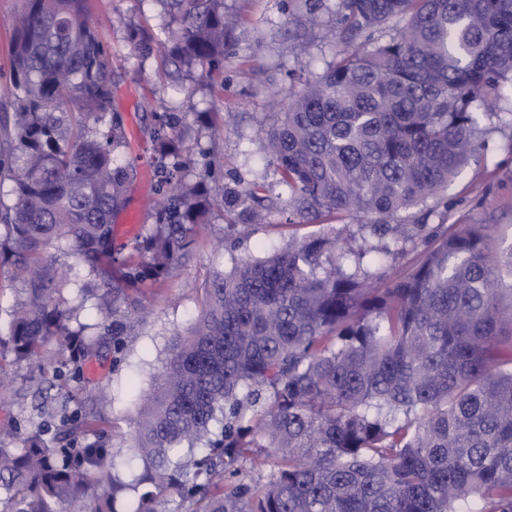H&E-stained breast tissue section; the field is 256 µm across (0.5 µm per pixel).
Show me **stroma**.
I'll list each match as a JSON object with an SVG mask.
<instances>
[{"instance_id": "1", "label": "stroma", "mask_w": 512, "mask_h": 512, "mask_svg": "<svg viewBox=\"0 0 512 512\" xmlns=\"http://www.w3.org/2000/svg\"><path fill=\"white\" fill-rule=\"evenodd\" d=\"M102 19L100 38L112 53V109L126 133L136 138L135 152L151 155L152 113L192 115L205 112L209 126L194 125L186 147L205 164L223 161L225 169L246 180L260 179L267 160L260 140L279 110L277 90L288 82L287 73L302 70L305 78L318 79L342 48L336 40V13L332 6L320 12L319 26L306 22L304 0H224L228 14L239 16L238 39L224 53V89L212 91L204 80L168 76L158 55H143L127 39L128 24L159 29L166 14L159 0H93ZM486 148L448 190V220L488 227L495 251L512 245V98L499 101L494 114L481 121ZM154 197L151 170L131 163L125 205L112 219L115 232L129 225L134 213L148 215ZM224 223L215 219L199 233L187 256L164 283L141 286L129 307L131 331L125 336L121 362H114L112 338L103 336L97 355L79 363H63L53 346L38 357L15 360L7 338V313L18 287L10 263L0 261V371L13 381L12 390L0 396V433L24 436L46 421L47 410L71 395L72 408L101 418L118 471L132 478L142 470L131 444L140 398L148 392L162 369L178 334L184 333L201 307L199 287L213 271L230 270L237 255L261 256L278 247L295 232L322 231L319 223L256 229L240 253L221 247ZM68 379L66 389L50 387L56 371Z\"/></svg>"}]
</instances>
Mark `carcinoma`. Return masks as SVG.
Wrapping results in <instances>:
<instances>
[{"label": "carcinoma", "mask_w": 512, "mask_h": 512, "mask_svg": "<svg viewBox=\"0 0 512 512\" xmlns=\"http://www.w3.org/2000/svg\"><path fill=\"white\" fill-rule=\"evenodd\" d=\"M162 2L171 22L127 38L224 88L238 28L224 0ZM336 17L361 49L316 80L289 74L272 177L295 204L286 223L361 216L381 246L329 224L215 272L136 420L143 472L111 475L96 420L75 410L51 436L0 439V512H126L142 484L132 512H512V319L487 225L439 210L481 152V110L512 94V0H336ZM97 26L91 0H20L13 22L0 256L21 285L19 360L49 343L90 356L91 297L121 353L133 292L166 279L198 226L221 212L236 246L241 225L273 223L274 184L226 181L212 162L192 175L190 125L155 112L153 223L114 273L129 166ZM49 246L86 279L63 280ZM372 252L393 264L364 265Z\"/></svg>", "instance_id": "cac0c4a2"}]
</instances>
